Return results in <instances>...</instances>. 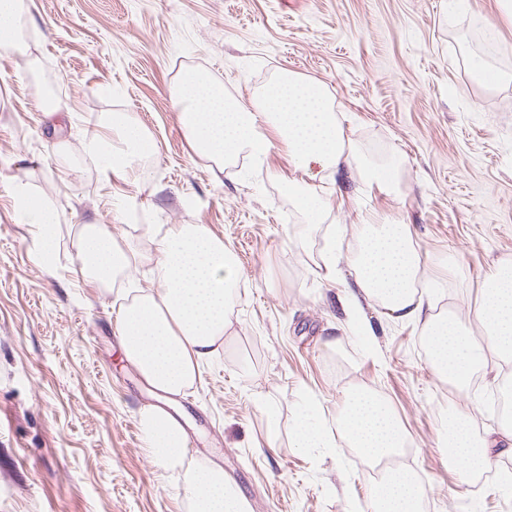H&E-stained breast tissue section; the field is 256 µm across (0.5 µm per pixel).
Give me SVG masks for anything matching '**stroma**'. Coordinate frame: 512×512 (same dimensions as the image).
<instances>
[{
  "label": "stroma",
  "instance_id": "1",
  "mask_svg": "<svg viewBox=\"0 0 512 512\" xmlns=\"http://www.w3.org/2000/svg\"><path fill=\"white\" fill-rule=\"evenodd\" d=\"M30 53L0 54V512H189L157 468L139 412L158 397L123 357L111 289L78 271L77 226L109 225L139 252L134 224H206L241 273L229 335L173 406L189 422L188 453L223 466L252 512H364L371 469L354 449L298 448L288 429L314 397L335 421L358 384L382 392L415 448L407 459L427 512H512L493 470H449L444 422L471 409L478 433L498 429L493 387L457 392L432 371L419 326L369 304L363 346L343 309L353 272L316 263L310 229L282 183L280 147L262 168L217 171L195 155L172 90L198 69L249 100L293 71L325 84L346 133L370 156L403 154L401 190L358 193L355 168L328 179L332 224L375 213L410 224L421 284L438 307L473 319L484 275L512 259V82L480 84L461 46L498 0H30ZM59 112L49 118L40 97ZM129 112L157 155L144 182L105 183L83 153L104 113ZM70 143L53 154L57 138ZM59 211L56 262H37V229L16 212L17 188ZM137 208L120 215L113 194ZM281 432L267 442L269 415Z\"/></svg>",
  "mask_w": 512,
  "mask_h": 512
}]
</instances>
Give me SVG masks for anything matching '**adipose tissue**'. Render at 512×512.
Listing matches in <instances>:
<instances>
[{
  "label": "adipose tissue",
  "instance_id": "adipose-tissue-1",
  "mask_svg": "<svg viewBox=\"0 0 512 512\" xmlns=\"http://www.w3.org/2000/svg\"><path fill=\"white\" fill-rule=\"evenodd\" d=\"M28 0H0V52H28L24 32ZM189 146L195 155L223 169L231 155L247 153L263 162L273 144H281L291 175L286 190L304 212L311 228L324 229L329 240L317 264L323 279L336 277L343 246L336 227L326 224L329 202L317 191L326 174L355 165L361 188L398 191L403 170L400 156L377 160L358 154L327 88L293 73L276 76L272 86L251 103L227 97L223 84L204 72L184 71L173 90ZM99 136L84 152L102 180H129L156 155L151 134L129 113H108ZM19 208L27 223L39 229L37 258L51 265L57 248V210L39 197L19 191ZM153 243L143 255L111 229L95 221L78 227L77 256L82 277L115 291L122 304L116 333L126 360L159 392L175 396L191 388L200 369L215 356L231 324L240 273L235 254L223 237L204 224H144ZM354 246L348 260L353 283L345 312L364 341L373 331L360 316L363 302L376 303L395 321L421 323L434 372L459 391L473 375L487 376V358L512 363V260L498 263L479 290L478 328L451 313L435 311L416 286L423 260L410 225L363 220L353 225ZM149 267L158 289L127 281L132 265ZM338 433L327 430L323 410L306 399L289 430L301 448H332L344 440L364 463L397 454L409 439L384 395L364 386L349 392L337 414ZM447 461L462 477L490 467L494 454L512 456V417H504L496 437L479 436L466 408L449 412L445 422ZM140 429L156 465L177 480L189 498V512H252L248 500L222 468L198 463L188 454V438L173 416L144 408ZM422 482L402 466L389 468L370 490L369 512H419Z\"/></svg>",
  "mask_w": 512,
  "mask_h": 512
}]
</instances>
